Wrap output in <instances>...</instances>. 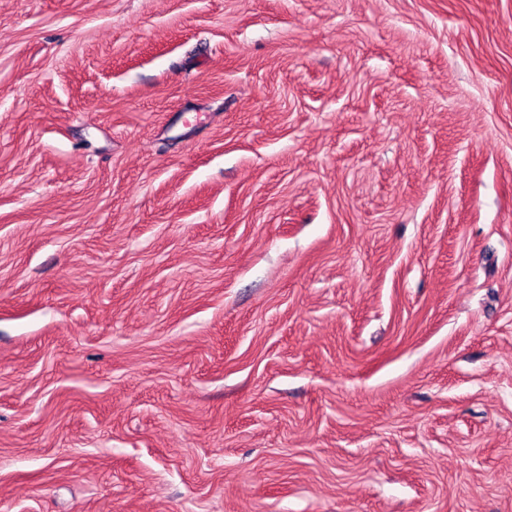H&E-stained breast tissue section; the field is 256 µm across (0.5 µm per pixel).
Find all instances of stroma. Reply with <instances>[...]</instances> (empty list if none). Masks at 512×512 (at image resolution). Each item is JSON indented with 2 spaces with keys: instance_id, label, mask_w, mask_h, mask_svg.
I'll return each mask as SVG.
<instances>
[{
  "instance_id": "obj_1",
  "label": "stroma",
  "mask_w": 512,
  "mask_h": 512,
  "mask_svg": "<svg viewBox=\"0 0 512 512\" xmlns=\"http://www.w3.org/2000/svg\"><path fill=\"white\" fill-rule=\"evenodd\" d=\"M0 512H512V0H0Z\"/></svg>"
}]
</instances>
